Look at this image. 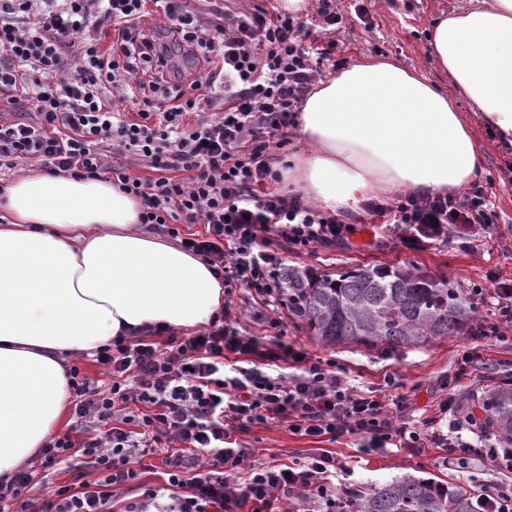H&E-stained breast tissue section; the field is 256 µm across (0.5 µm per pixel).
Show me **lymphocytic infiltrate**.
<instances>
[{"label":"lymphocytic infiltrate","instance_id":"obj_1","mask_svg":"<svg viewBox=\"0 0 512 512\" xmlns=\"http://www.w3.org/2000/svg\"><path fill=\"white\" fill-rule=\"evenodd\" d=\"M159 3L169 35L197 61L175 86L163 46L141 24L147 0H0V171L36 162L52 175L111 174L140 200L141 223L204 225V233L188 234V252L254 304H281L276 243L330 249L351 232L340 216L273 189L281 174L272 152L287 144L314 73L329 68L336 43L328 34L338 18L325 2L315 33L258 6L238 18L221 11L209 18L182 0ZM104 27L115 34L108 51L99 47ZM108 88L133 100L136 119L113 106ZM115 149L146 162L155 177L130 174L112 161ZM366 210L414 241L420 224L438 225L443 236L455 224L498 221L490 193L479 188L460 197L409 192ZM267 323L270 336L242 335L225 307L183 336L134 333L99 347L93 359L107 383L71 367L73 423L40 449L39 466L0 483V512H35L44 472L72 460L96 478L52 489L46 512H113L128 485L140 495L124 512H284L291 504L335 512L331 452L297 467L256 465L233 434L271 422L310 438L364 436L374 449L440 442L429 422L397 424L335 363L286 342L282 317ZM290 366L299 374L286 376ZM443 410L470 434L449 441V463L462 454L489 472H512V449L492 431L458 414L455 399ZM147 456L160 459L162 485L142 482Z\"/></svg>","mask_w":512,"mask_h":512}]
</instances>
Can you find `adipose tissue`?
Instances as JSON below:
<instances>
[{
    "label": "adipose tissue",
    "mask_w": 512,
    "mask_h": 512,
    "mask_svg": "<svg viewBox=\"0 0 512 512\" xmlns=\"http://www.w3.org/2000/svg\"><path fill=\"white\" fill-rule=\"evenodd\" d=\"M430 46L453 93L387 58L317 82L288 169L317 208L348 218L372 198L458 192L482 178L460 96L512 145V0L441 16ZM0 208L1 483L65 426L70 356L146 328L206 325L224 284L200 257L142 230L138 200L108 179L34 172L10 184Z\"/></svg>",
    "instance_id": "ef3b65f1"
}]
</instances>
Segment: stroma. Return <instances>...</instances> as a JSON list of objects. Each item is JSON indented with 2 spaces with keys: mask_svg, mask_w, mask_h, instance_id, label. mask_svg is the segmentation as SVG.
<instances>
[{
  "mask_svg": "<svg viewBox=\"0 0 512 512\" xmlns=\"http://www.w3.org/2000/svg\"><path fill=\"white\" fill-rule=\"evenodd\" d=\"M468 0H335L333 7L342 22L337 25L336 67L345 69L366 56L391 57L417 69L430 81L447 86L448 79L433 59L429 33L440 14L467 6ZM364 18H357V11ZM473 131L484 147V189L491 191L499 214L495 228L482 230L460 224L449 234L414 246L392 233H379L367 214L352 219L348 244L336 249L302 252L279 247L285 264L334 274L368 263L413 265L437 278L455 280L471 289L482 284L494 288L512 284V145L500 144L481 124ZM288 341L311 358L335 361L351 382L363 391H377L398 421L416 424L434 420L442 434H450V418L440 410L449 394H456L463 409H471L483 397L489 379L512 377V329L481 341L464 334L436 339L410 349H370L361 345L326 346L309 336L300 322L286 318ZM477 348L479 356L458 386L448 379L458 368L464 351ZM239 441L260 464H304L317 449L331 451L338 465L337 489L365 490L392 479L411 475L474 487L485 493L495 481L510 482L512 474L490 475L477 460L465 467L448 469L442 460L446 448H385L364 452L365 441L352 435L332 442L313 441L293 434L282 425H253L239 434Z\"/></svg>",
  "mask_w": 512,
  "mask_h": 512,
  "instance_id": "1",
  "label": "stroma"
}]
</instances>
